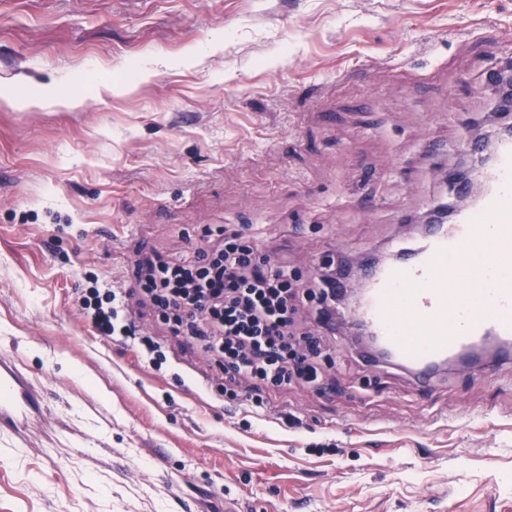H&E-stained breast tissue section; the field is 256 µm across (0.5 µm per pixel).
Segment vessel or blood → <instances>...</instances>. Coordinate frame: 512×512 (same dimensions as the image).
Wrapping results in <instances>:
<instances>
[{
    "instance_id": "b4317fda",
    "label": "vessel or blood",
    "mask_w": 512,
    "mask_h": 512,
    "mask_svg": "<svg viewBox=\"0 0 512 512\" xmlns=\"http://www.w3.org/2000/svg\"><path fill=\"white\" fill-rule=\"evenodd\" d=\"M467 149L491 159L480 196L450 223L430 225L421 250L390 264L366 260L363 293L348 312L421 383L438 363L464 366V354L489 339L501 344L497 363L512 362V138ZM35 407L25 386L1 370L0 428Z\"/></svg>"
}]
</instances>
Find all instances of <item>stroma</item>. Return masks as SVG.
<instances>
[{
  "label": "stroma",
  "mask_w": 512,
  "mask_h": 512,
  "mask_svg": "<svg viewBox=\"0 0 512 512\" xmlns=\"http://www.w3.org/2000/svg\"><path fill=\"white\" fill-rule=\"evenodd\" d=\"M508 59L512 0H0V366L42 404L0 512H512V366L422 391L339 329L323 389L228 386L136 285L227 224L305 282L404 237ZM93 274L162 367L83 317Z\"/></svg>",
  "instance_id": "stroma-1"
}]
</instances>
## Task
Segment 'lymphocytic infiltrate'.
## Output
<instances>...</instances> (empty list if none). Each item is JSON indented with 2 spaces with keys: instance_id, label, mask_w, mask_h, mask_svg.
Returning a JSON list of instances; mask_svg holds the SVG:
<instances>
[{
  "instance_id": "f902f5d3",
  "label": "lymphocytic infiltrate",
  "mask_w": 512,
  "mask_h": 512,
  "mask_svg": "<svg viewBox=\"0 0 512 512\" xmlns=\"http://www.w3.org/2000/svg\"><path fill=\"white\" fill-rule=\"evenodd\" d=\"M143 288L162 318L200 343L225 376L319 385L320 344L310 336L303 347L295 346L293 315L300 304L317 303L318 327L333 329V274L320 273L314 285L301 283L286 261L265 252L243 229L228 227L223 249L207 262H158L149 268ZM78 301L100 335L135 339L147 353L157 351L152 338L137 335L118 289L94 284L82 288Z\"/></svg>"
}]
</instances>
